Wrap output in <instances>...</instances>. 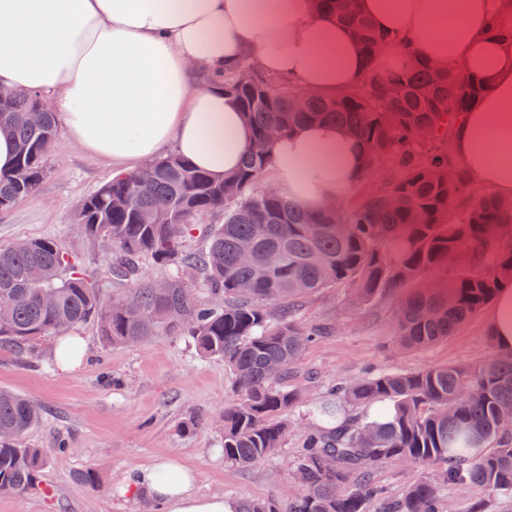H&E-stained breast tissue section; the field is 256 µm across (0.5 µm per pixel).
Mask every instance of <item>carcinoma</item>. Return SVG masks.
<instances>
[{
  "label": "carcinoma",
  "instance_id": "obj_1",
  "mask_svg": "<svg viewBox=\"0 0 512 512\" xmlns=\"http://www.w3.org/2000/svg\"><path fill=\"white\" fill-rule=\"evenodd\" d=\"M494 26L512 33V4L495 0ZM355 36L368 75L330 97L285 81L242 76L250 61L224 71L254 139L290 135L306 123L334 121L362 145L366 171L389 164L395 174L346 209L307 210L262 186L272 144L249 151L222 182L170 152L152 162V194L137 190L139 172H121L79 205L76 220L104 250L116 296L105 297L78 255L51 238L0 244V350L23 359L45 336L89 322L112 346L154 336H183L205 357H218L234 375L237 399L220 415L224 462L246 467L281 447V417L301 403L286 382L302 351L326 324L304 327L301 301L343 288L363 303L402 288L395 313L397 342L419 350L448 339L492 302L499 282L512 280V247L502 229L512 224V201L475 195L448 142L481 92L461 69L437 71L393 61L379 71L389 42L355 8V0H319ZM38 96L18 91L0 104V132L16 142L12 170L0 173V209L35 193L47 172L40 145L58 137L50 112H34ZM27 173L19 180L18 171ZM159 223L140 213L160 205ZM203 244H189L195 236ZM255 242L259 258L238 259V245ZM275 249L281 263L265 268ZM151 262L168 271L145 277ZM452 265L445 286L426 274ZM375 407L357 417L360 407ZM512 353L473 365L409 373L368 374L328 390L293 457L300 492L288 502L246 500L239 512H443L444 491L479 487L512 499ZM42 418L31 400L0 389V495L31 491L47 451L25 448L21 436ZM431 469L398 498L384 496L375 473L387 464Z\"/></svg>",
  "mask_w": 512,
  "mask_h": 512
}]
</instances>
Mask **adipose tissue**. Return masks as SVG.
<instances>
[{"mask_svg":"<svg viewBox=\"0 0 512 512\" xmlns=\"http://www.w3.org/2000/svg\"><path fill=\"white\" fill-rule=\"evenodd\" d=\"M357 8L390 36L385 57L461 63L481 83L450 149L471 184L512 201V37L492 28L494 0ZM246 56L319 95L356 85L367 67L349 28L315 0H0V86L46 98L76 145L127 171L170 150L216 180L235 173L252 133L221 76ZM363 157L342 126L307 124L274 142L269 175L284 197L319 209L357 186ZM489 319L499 348L512 350V281ZM131 486L169 512H238L171 458L137 469Z\"/></svg>","mask_w":512,"mask_h":512,"instance_id":"ef3b65f1","label":"adipose tissue"}]
</instances>
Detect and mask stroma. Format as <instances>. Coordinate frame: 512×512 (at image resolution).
Here are the masks:
<instances>
[{
	"label": "stroma",
	"mask_w": 512,
	"mask_h": 512,
	"mask_svg": "<svg viewBox=\"0 0 512 512\" xmlns=\"http://www.w3.org/2000/svg\"><path fill=\"white\" fill-rule=\"evenodd\" d=\"M58 148L35 194L0 212V243L51 237L78 253L96 273L106 267L74 214L80 202L115 174L111 161L72 144L58 131ZM299 316L305 325L329 322L299 357L288 385L304 400L290 413L292 427L282 448L249 467L225 464L220 412L236 398L223 360L201 356L179 336H157L133 346L105 345L95 324L74 328L85 342L82 366L64 369L54 353L57 337L37 345L35 356L18 360L0 352V388L41 404L44 417L23 436L26 445L49 449L35 490L0 496V512H160L123 487L138 468L160 456L175 457L197 475V489L235 501L282 500L298 492L291 461L300 448L306 406L319 401L325 385L368 372L418 371L496 356L487 310H480L446 341L415 352L395 345L394 304L349 303L343 290L308 297ZM69 453H54L58 440ZM91 471L95 485L81 481Z\"/></svg>",
	"instance_id": "obj_1"
}]
</instances>
